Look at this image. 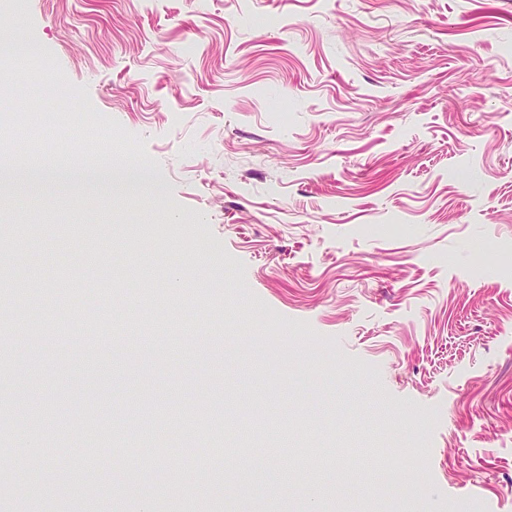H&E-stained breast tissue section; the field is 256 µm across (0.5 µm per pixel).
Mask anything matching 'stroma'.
<instances>
[{"label": "stroma", "mask_w": 512, "mask_h": 512, "mask_svg": "<svg viewBox=\"0 0 512 512\" xmlns=\"http://www.w3.org/2000/svg\"><path fill=\"white\" fill-rule=\"evenodd\" d=\"M28 46L151 159L0 185V512H512V0H0Z\"/></svg>", "instance_id": "35a3bbf8"}]
</instances>
